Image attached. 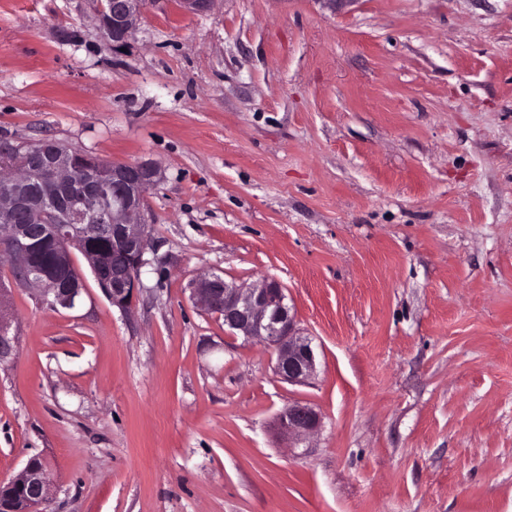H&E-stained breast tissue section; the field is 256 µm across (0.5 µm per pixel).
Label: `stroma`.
Instances as JSON below:
<instances>
[{"label": "stroma", "instance_id": "1", "mask_svg": "<svg viewBox=\"0 0 512 512\" xmlns=\"http://www.w3.org/2000/svg\"><path fill=\"white\" fill-rule=\"evenodd\" d=\"M0 0V140L150 160L141 288L81 253L75 309L11 278L0 481L46 512H512V0ZM278 280L290 384L189 285ZM301 402L321 428L277 429ZM96 16L100 29L119 48L128 43L148 5L160 0H96ZM11 490L6 509L8 512H46L42 506L50 494L51 478L45 460L29 458L23 470L8 482H0Z\"/></svg>", "mask_w": 512, "mask_h": 512}]
</instances>
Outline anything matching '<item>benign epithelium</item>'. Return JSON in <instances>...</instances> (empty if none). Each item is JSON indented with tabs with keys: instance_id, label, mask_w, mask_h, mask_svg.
I'll return each mask as SVG.
<instances>
[{
	"instance_id": "1",
	"label": "benign epithelium",
	"mask_w": 512,
	"mask_h": 512,
	"mask_svg": "<svg viewBox=\"0 0 512 512\" xmlns=\"http://www.w3.org/2000/svg\"><path fill=\"white\" fill-rule=\"evenodd\" d=\"M100 29L119 48L128 43L150 2L96 0ZM82 154L53 140L29 146L0 140V253L16 259L14 281L40 288L52 307L70 309L83 289V276L72 251L88 261L112 304L128 309L140 288L139 272L147 263L149 239L143 217L146 192L159 181L149 161L134 164L97 160L96 167L77 171ZM53 243V265L33 258L36 243ZM190 297L224 320L232 335L258 340L276 355L275 371L290 384L307 382L316 373L312 341L299 335L285 289L275 279L250 286L213 275L194 281ZM0 311V360L12 354ZM282 431L296 439L319 426L311 406L294 402L279 413ZM10 489L7 512H43L51 478L45 460L30 458L23 470L1 486Z\"/></svg>"
}]
</instances>
